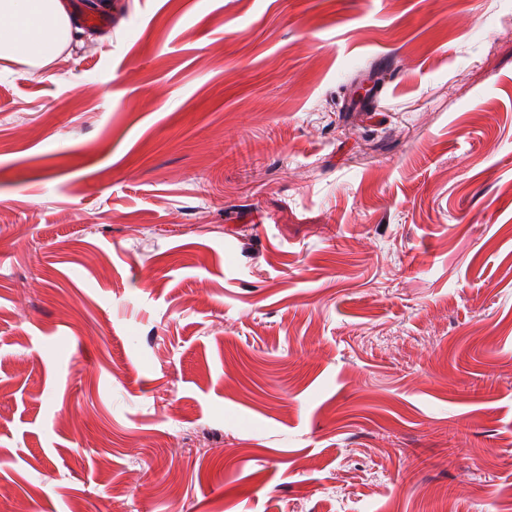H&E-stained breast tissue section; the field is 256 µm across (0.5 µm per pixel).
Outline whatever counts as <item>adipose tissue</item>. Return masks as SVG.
Segmentation results:
<instances>
[{
	"label": "adipose tissue",
	"mask_w": 512,
	"mask_h": 512,
	"mask_svg": "<svg viewBox=\"0 0 512 512\" xmlns=\"http://www.w3.org/2000/svg\"><path fill=\"white\" fill-rule=\"evenodd\" d=\"M78 31L70 0H0V59L46 67Z\"/></svg>",
	"instance_id": "adipose-tissue-1"
}]
</instances>
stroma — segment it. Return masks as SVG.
<instances>
[{
    "instance_id": "stroma-1",
    "label": "stroma",
    "mask_w": 512,
    "mask_h": 512,
    "mask_svg": "<svg viewBox=\"0 0 512 512\" xmlns=\"http://www.w3.org/2000/svg\"><path fill=\"white\" fill-rule=\"evenodd\" d=\"M113 2L0 60V512H512V0Z\"/></svg>"
}]
</instances>
